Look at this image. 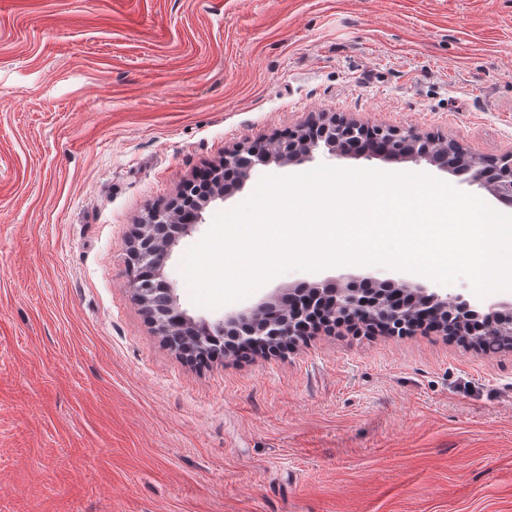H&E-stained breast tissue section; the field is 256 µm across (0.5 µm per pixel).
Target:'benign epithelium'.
<instances>
[{
	"mask_svg": "<svg viewBox=\"0 0 512 512\" xmlns=\"http://www.w3.org/2000/svg\"><path fill=\"white\" fill-rule=\"evenodd\" d=\"M368 133V128L354 121L332 118L312 124L301 135H292V145L279 141L269 142L264 147L255 145L235 149L224 154V181L200 199L194 200L195 219L180 220L176 210L179 202L169 208L151 211L143 224L139 225L130 250L128 264L129 283L138 301H144L143 290L138 287L141 266L148 262L153 275L167 294L172 311L180 315L178 326L172 329V335L185 336L198 346H203L205 337L226 332L232 326L239 327L240 351L249 352L275 343L284 338L308 336L318 324L319 318L327 317L331 326L350 322L365 330H380L392 334L400 327L404 333H413L419 329L439 331L448 336L464 334L463 325H452L448 319L433 317L421 305L406 309L400 296L385 302L384 287L407 288L409 284L396 282L389 278L370 276L364 282L372 284L370 288L359 287L360 281L351 280L342 285L314 283L310 288L322 297L317 312L298 304L290 307L295 296L301 295L296 288L288 293V302L280 305V312L269 313L275 307L276 296L271 295L259 304L209 322L183 310L179 303L178 288L167 272L166 265L172 251L180 241L189 236L197 225L203 223L206 210L217 201L239 190L250 172L258 166L275 163L280 166L299 163L322 156L330 159L336 156L354 155L356 157L377 158L386 162L408 161L426 164L445 172H451L449 161L452 153L448 143L433 136H423L414 131H390L389 137L407 147L403 152H393L387 147L370 151L359 142L351 141L357 135ZM473 167L468 183L490 192L499 202L512 206V156L499 161L486 160L466 155ZM417 293L423 301L434 304L441 311L463 301L462 296L454 298L437 291H428L418 287ZM486 315L489 332H498L500 336L512 335V303H498L481 307Z\"/></svg>",
	"mask_w": 512,
	"mask_h": 512,
	"instance_id": "1",
	"label": "benign epithelium"
}]
</instances>
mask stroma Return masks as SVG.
I'll return each mask as SVG.
<instances>
[{"label":"stroma","mask_w":512,"mask_h":512,"mask_svg":"<svg viewBox=\"0 0 512 512\" xmlns=\"http://www.w3.org/2000/svg\"><path fill=\"white\" fill-rule=\"evenodd\" d=\"M335 114L512 154V0H0V512H512V349L321 331L207 363L129 286L137 224ZM209 320L367 267L291 269Z\"/></svg>","instance_id":"obj_1"}]
</instances>
